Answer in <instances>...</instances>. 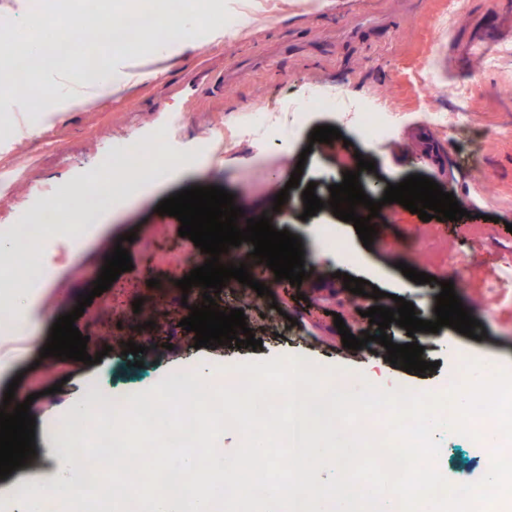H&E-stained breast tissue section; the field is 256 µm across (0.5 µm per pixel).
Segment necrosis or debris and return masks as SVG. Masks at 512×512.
I'll return each instance as SVG.
<instances>
[{
    "label": "necrosis or debris",
    "mask_w": 512,
    "mask_h": 512,
    "mask_svg": "<svg viewBox=\"0 0 512 512\" xmlns=\"http://www.w3.org/2000/svg\"><path fill=\"white\" fill-rule=\"evenodd\" d=\"M204 10L206 20L223 19L224 27L235 30L248 27L250 21L240 14L225 13L221 0H152L143 6L142 0H123L117 12L109 14L102 29L105 43L116 46L142 47L144 32L159 34L169 17L185 15L190 11ZM421 100L430 102L450 95L456 101L449 111L427 113L426 118L437 128L448 130L469 124L477 109L473 92L451 84H444L433 67H425L417 82ZM344 104L342 92L323 86L312 88L296 103L286 102L268 109L256 107L252 124L238 130L237 136L284 142L287 131L305 121L313 111L340 110ZM393 117V110L371 102H363L354 114L357 131L368 146H376L384 139ZM152 150H145L129 142L115 153L111 167L96 171L82 183L83 192L75 198L68 216L49 207L39 206L22 220L0 226V236L13 243L11 252L0 254V269L25 262L29 268L28 286L40 284L44 279L38 265L39 258L33 248L47 231H58L63 220H70L73 239L91 234L103 215L111 209L122 208L132 193L149 187L151 171L173 172L191 162L188 154L177 155L167 145L164 131H155ZM97 410L95 420H88L83 413L71 414L62 429V444L66 455L75 461L83 473V492L77 498L76 512H137L138 504L133 495H116L114 487L105 486L101 470L119 467L122 474H137L136 455L126 453L122 433L112 424V418L121 417L125 410H134L148 426L167 420L164 407L154 401L129 404L127 398H110L94 395Z\"/></svg>",
    "instance_id": "4bbe7bcc"
}]
</instances>
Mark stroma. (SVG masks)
<instances>
[{
    "label": "stroma",
    "mask_w": 512,
    "mask_h": 512,
    "mask_svg": "<svg viewBox=\"0 0 512 512\" xmlns=\"http://www.w3.org/2000/svg\"><path fill=\"white\" fill-rule=\"evenodd\" d=\"M489 0H463L446 37L412 27L416 16L443 12L448 0H224L228 11H246L249 30L237 37L224 34L222 23L211 24L205 39L190 40L171 52L105 50L101 78L119 83L120 89L84 110L65 109L54 94H47L43 111L17 117L10 112L8 93L0 92V112H5L11 132L0 136V169L16 171L5 192H0V224L14 220L39 198L58 200L73 182L94 173L111 157L113 149L130 140L149 143L155 130H165L174 153L194 154L193 163L182 166L162 183L151 185L118 214L108 215L96 232L79 244L50 236L41 247L40 263L48 269L40 290L45 310L27 329L0 336V361L12 364V372L0 376V396L9 383H17L23 395L33 396L35 456L25 466L0 479V512H13L25 490L48 480L44 456L60 422L76 404H88L90 389L109 396H152L154 387L166 386L172 375L191 376L200 370L214 377L216 368H230L245 361L290 358L324 367L346 370L352 379L363 378L377 386L409 387L437 393L448 389L462 360H476L512 369V286L498 282L506 263H512V135H500L512 126V65L485 67L480 56L468 53L467 45L480 26H488L498 44L512 45V21L500 22L487 15ZM436 63L441 78L475 86L481 103L468 127L438 135L437 152L429 156L420 142L425 104L417 96L415 78L427 63ZM342 85L352 99L390 100L398 107L397 128L383 143L375 159V177L381 181L418 174L444 184L470 215L489 217L488 234L471 239L464 234V221L443 220L439 229L450 250L463 260L456 268L438 264L433 255H421L408 245L427 227L418 214L403 210L388 214L392 247H365L354 225L337 224L356 263L345 264L322 252L318 226L325 215L300 219L286 211L278 217V229L299 236L305 254L318 258L314 278L300 288L276 280L266 267L251 276L270 290L263 296L268 305L266 321L254 324L259 348L221 345L196 347L193 333L167 335L168 327L184 318L183 307L172 304L151 329L141 366L133 367L123 356L126 342H140L141 332L130 324L133 303L146 298L148 280L168 287L198 267L202 252L180 236V221L159 215L157 205L165 198L193 186H217L230 192L235 203L262 211L285 188L293 172L285 156H305V177L313 182L336 175V152H308L310 134L319 126L338 128L353 149L363 145L349 118L330 112L314 114L304 129L294 134L287 153L273 143L244 139L235 152L205 149L204 128L215 125L235 132L251 122L252 109L263 103L274 107L303 96L312 84ZM450 161L455 180L445 183L440 160ZM481 166L491 185L484 192L482 208L471 206V173ZM134 234L127 250L135 271L122 287L110 288L94 297L75 325L88 336L86 351L101 355L93 365L81 361L42 357L51 328L61 315L74 310L69 295L77 289L74 268L91 271L120 236ZM431 275V282L418 284L402 273L401 264ZM375 285L380 291L413 303L419 319H429L436 297L445 282H455V292L464 308L477 319L486 335L475 340L451 327L439 332L408 335L399 325L386 333L394 343L417 342L422 358L434 363L432 371L416 376L395 368L387 350L368 342L359 350L344 348L335 324L343 316L355 337L377 333L369 321L349 319L348 309L368 310L369 297L344 287V276ZM60 392H53V385ZM487 455H476L468 440L451 433L442 440L440 471L449 482H475L486 472Z\"/></svg>",
    "instance_id": "35a3bbf8"
}]
</instances>
